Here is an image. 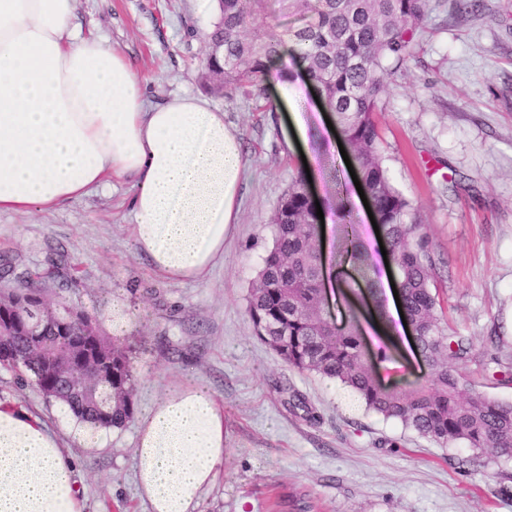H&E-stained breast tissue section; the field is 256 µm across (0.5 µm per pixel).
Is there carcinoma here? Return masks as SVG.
<instances>
[{
    "instance_id": "obj_1",
    "label": "carcinoma",
    "mask_w": 512,
    "mask_h": 512,
    "mask_svg": "<svg viewBox=\"0 0 512 512\" xmlns=\"http://www.w3.org/2000/svg\"><path fill=\"white\" fill-rule=\"evenodd\" d=\"M430 10V0H218V22L208 37L205 78L225 96L264 101L273 65L288 51L303 65L337 124L364 179L380 219L381 237L395 269L407 321L418 336L419 354L430 367L427 384H384L368 359L358 327L332 329L324 315L325 298L317 271L320 219L306 177L299 173L275 208L272 249L263 259L248 297L257 338L291 368L338 379L352 387L366 407L400 421L441 447L464 442L471 467L491 449L512 457V402L491 399L458 369L471 357V342L448 326L431 277L435 262L424 225L415 221L412 203L391 183L383 166L376 114L391 74L387 63L413 56L415 35ZM300 15L305 24L275 33L264 24L272 14ZM340 228L339 263L351 266L382 309L367 253L344 200L333 210ZM39 291L0 296L6 309L32 308ZM66 332L49 329L37 338L0 337V368L30 374L49 401L66 407L78 420L97 428L121 429L134 415L136 379L133 349L106 339L83 310L61 304ZM112 357V379L78 394L58 379L76 372L80 360Z\"/></svg>"
}]
</instances>
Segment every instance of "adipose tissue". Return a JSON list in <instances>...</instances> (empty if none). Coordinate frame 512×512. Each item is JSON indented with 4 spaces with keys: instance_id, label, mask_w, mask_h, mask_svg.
<instances>
[{
    "instance_id": "obj_1",
    "label": "adipose tissue",
    "mask_w": 512,
    "mask_h": 512,
    "mask_svg": "<svg viewBox=\"0 0 512 512\" xmlns=\"http://www.w3.org/2000/svg\"><path fill=\"white\" fill-rule=\"evenodd\" d=\"M76 0H0V213L48 211L125 179L137 251L176 281L204 279L236 224L244 168L223 111L190 96L149 105ZM224 407L204 384L159 392L137 426L147 512H200L224 470ZM74 457L37 415L0 400V512H84Z\"/></svg>"
}]
</instances>
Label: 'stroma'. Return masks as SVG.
I'll use <instances>...</instances> for the list:
<instances>
[{"label":"stroma","instance_id":"obj_1","mask_svg":"<svg viewBox=\"0 0 512 512\" xmlns=\"http://www.w3.org/2000/svg\"><path fill=\"white\" fill-rule=\"evenodd\" d=\"M414 55L389 77L378 114L383 164L411 200L430 248L444 263L434 283L450 324L470 337L466 374L488 397L512 401L501 370L512 362V0H480L458 17L454 0H431ZM216 0H77L74 24L106 39L145 83L148 101L196 96L224 113L245 163L238 222L224 259L205 281L157 274L134 244L132 185L122 180L48 212L0 213V290L22 291L32 273L49 300H63L112 334V301L133 312L125 336L137 383L135 420L121 429L78 421L34 383L0 369V400L38 415L77 458L85 512H145L135 482V421L155 395L185 380L205 383L224 406L227 459L201 512H512V458L489 452L479 473L460 469L471 451L442 448L358 404L336 400L340 381L301 372L255 335L250 288L273 246L271 216L298 170L309 169L321 208L344 190L369 260L380 245L313 85L290 82L275 108L211 93L201 79ZM299 110L304 138L289 114ZM331 318H358L371 349L399 345L390 379L427 382L429 371L404 333L384 322L361 292L346 293L349 269L335 265L339 232L325 219ZM300 407H292L293 398Z\"/></svg>","mask_w":512,"mask_h":512}]
</instances>
